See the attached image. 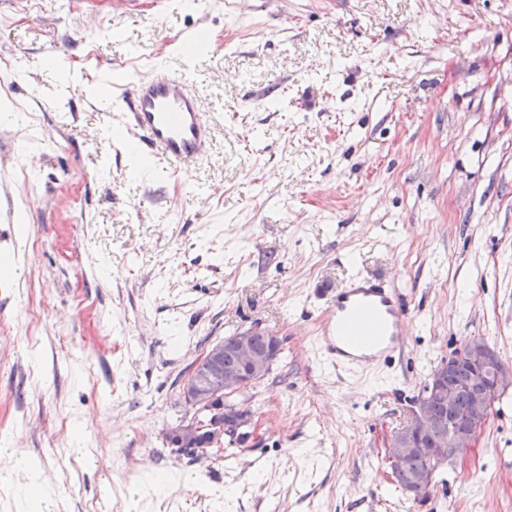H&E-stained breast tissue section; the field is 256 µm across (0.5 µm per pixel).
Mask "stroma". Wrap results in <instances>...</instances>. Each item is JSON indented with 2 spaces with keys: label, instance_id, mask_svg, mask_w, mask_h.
Instances as JSON below:
<instances>
[{
  "label": "stroma",
  "instance_id": "35a3bbf8",
  "mask_svg": "<svg viewBox=\"0 0 512 512\" xmlns=\"http://www.w3.org/2000/svg\"><path fill=\"white\" fill-rule=\"evenodd\" d=\"M187 79L208 155L119 143L131 85ZM0 435L31 512H512V387L416 501L384 444L474 337L512 373V0H0ZM398 288L402 356L317 346L329 297ZM246 443L169 429L248 329Z\"/></svg>",
  "mask_w": 512,
  "mask_h": 512
}]
</instances>
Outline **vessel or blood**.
Wrapping results in <instances>:
<instances>
[{"label":"vessel or blood","instance_id":"obj_1","mask_svg":"<svg viewBox=\"0 0 512 512\" xmlns=\"http://www.w3.org/2000/svg\"><path fill=\"white\" fill-rule=\"evenodd\" d=\"M139 143L157 148L166 167L184 171L203 158L209 124L185 79L159 71L125 96ZM409 318L399 290L359 276L333 292L319 329V350L347 373L380 369L400 355Z\"/></svg>","mask_w":512,"mask_h":512}]
</instances>
